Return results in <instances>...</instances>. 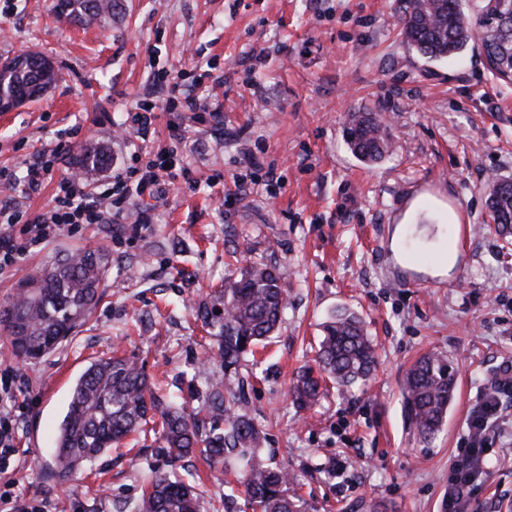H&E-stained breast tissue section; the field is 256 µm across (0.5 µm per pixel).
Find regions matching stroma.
Wrapping results in <instances>:
<instances>
[{"label": "stroma", "mask_w": 512, "mask_h": 512, "mask_svg": "<svg viewBox=\"0 0 512 512\" xmlns=\"http://www.w3.org/2000/svg\"><path fill=\"white\" fill-rule=\"evenodd\" d=\"M114 2L111 19L85 27L57 18L55 0H12L0 15V63L36 52L58 73L40 101L0 113V168L15 176L0 201L49 209L76 154L94 144L109 160L80 171L90 185L161 156L194 180L164 170L173 183L136 236L87 224L0 271L1 308L56 259L93 248L106 263L91 319L21 366L0 512L21 501L43 512H128L164 465L157 435L106 451L78 482L46 479L71 385L89 361L117 354L211 420L203 384L221 365L204 359L216 344L195 307L251 261L275 267L289 295L275 335L239 369L248 410L264 427L262 459L295 475L315 512H362L368 502L383 512H444L448 470L470 442L467 420L512 362V249L485 204L491 179L512 178V83L496 79L474 47L441 62L419 57L398 33L400 0ZM166 70L200 103H221V116L182 120L179 142L169 137L173 112H159L147 137L125 132L136 101H163L156 80ZM354 112L386 123L393 154L368 165L350 152L344 126ZM58 146L51 180L27 190L33 153ZM249 155L273 167L277 183L248 167ZM453 241L455 264L441 269ZM342 307L365 319L377 368L298 409L289 386ZM426 352L457 371L453 403L427 446L401 399L406 369ZM487 445L467 512H512V396Z\"/></svg>", "instance_id": "1"}]
</instances>
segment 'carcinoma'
<instances>
[{"label":"carcinoma","instance_id":"obj_1","mask_svg":"<svg viewBox=\"0 0 512 512\" xmlns=\"http://www.w3.org/2000/svg\"><path fill=\"white\" fill-rule=\"evenodd\" d=\"M461 0H403L401 34L421 56L444 60L478 45L498 78L512 81V25L488 28V5L475 18L464 14ZM112 0H56L57 16L82 26L112 15ZM55 67L39 54L8 60L0 69V102L39 99L57 80ZM348 148L367 163L381 160L392 146L387 127L366 113L352 114L344 127ZM487 212L502 246H512V180L488 185ZM105 256L87 250L55 261L50 268L22 281L12 301L0 310V326L10 338L12 355L27 362L50 353L74 336L102 297L99 292ZM288 289L276 269L254 261L239 278L212 290L195 308L197 319L217 343L216 360L224 375L205 387L224 431L206 430L198 415L159 398L143 367L129 358L92 361L72 386L65 414L57 427L55 468L51 478L68 484L83 467L148 424L158 426L162 447L157 454L173 466L202 456L212 469L240 465L236 476L252 512H311L312 506L290 491L288 473L257 459L263 427L247 410L248 398L238 376L241 360L267 340L288 308ZM324 336L313 363L297 373L289 389L291 402L311 408L324 393L326 380L349 386L369 378L376 357L364 321L347 308L336 310L323 326ZM455 369L441 354L426 353L409 368L403 399L420 442L440 432L452 404ZM200 494L174 471H158L133 504V512H200Z\"/></svg>","mask_w":512,"mask_h":512}]
</instances>
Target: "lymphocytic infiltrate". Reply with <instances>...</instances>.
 <instances>
[{
  "label": "lymphocytic infiltrate",
  "mask_w": 512,
  "mask_h": 512,
  "mask_svg": "<svg viewBox=\"0 0 512 512\" xmlns=\"http://www.w3.org/2000/svg\"><path fill=\"white\" fill-rule=\"evenodd\" d=\"M153 166H130L114 176L106 187L87 192L78 174L61 180L52 208L45 212L29 213L13 202L0 204V270L14 267L29 253L44 247L60 233L78 224H119L126 220L133 197L157 200L164 196ZM502 379L496 382L495 393L484 394L468 422L470 444L448 472V512H463L472 492L477 470L469 461L484 460V446L489 419L500 407L501 395L512 393V369L503 368ZM19 379L14 366L0 367V466L7 464L17 431L14 410V387Z\"/></svg>",
  "instance_id": "obj_1"
}]
</instances>
